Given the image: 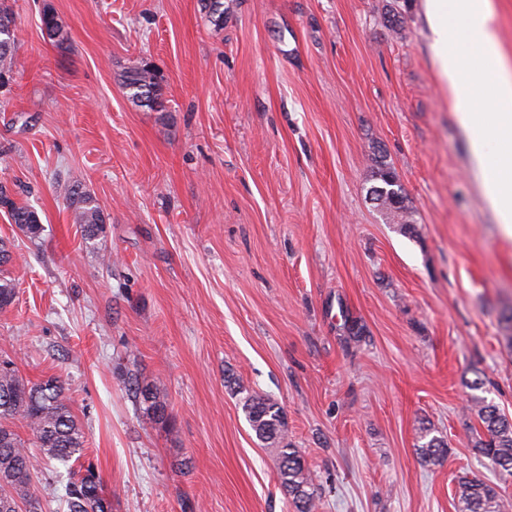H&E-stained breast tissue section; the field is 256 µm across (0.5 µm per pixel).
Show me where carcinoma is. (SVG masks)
<instances>
[{
    "label": "carcinoma",
    "instance_id": "cac0c4a2",
    "mask_svg": "<svg viewBox=\"0 0 512 512\" xmlns=\"http://www.w3.org/2000/svg\"><path fill=\"white\" fill-rule=\"evenodd\" d=\"M41 23L49 39L67 40V32L53 10L43 12ZM17 69L15 18L12 9L0 0V85ZM122 85L138 105H161L162 86L152 70L132 65L122 74ZM374 177L377 185L370 188V196L377 207L390 220L404 226L411 224L408 199L393 167L384 160L378 161ZM62 190L73 207V223L79 226L85 246L99 250L103 217L96 199L75 184L65 185ZM0 209L28 238L41 236L43 225L37 212L17 203L1 186ZM159 390L158 382L135 388L146 404L145 416L150 421L168 418L166 404L157 399ZM69 391L68 384L56 378L39 383L27 381L13 360H0V512H19L22 506L25 512H42L34 476L42 472V464L50 461L69 475L64 496L67 512H112L99 476L90 468L82 475L73 470L85 451V433L71 409ZM237 392L245 394L244 410L255 435L278 458L279 481L285 495L297 512H316L319 497L315 478L288 440L282 408L240 384ZM475 414L481 431L476 433L473 447L502 475L512 476V419L484 400L477 401ZM18 422L27 429L28 438H21L16 431ZM447 448L448 442L433 437L417 446L416 451L422 462L434 464ZM458 502V512H509L512 508V502L496 485L481 479L462 480Z\"/></svg>",
    "mask_w": 512,
    "mask_h": 512
}]
</instances>
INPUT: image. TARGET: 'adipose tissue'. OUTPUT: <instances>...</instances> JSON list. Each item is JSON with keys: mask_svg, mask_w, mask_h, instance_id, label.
<instances>
[{"mask_svg": "<svg viewBox=\"0 0 512 512\" xmlns=\"http://www.w3.org/2000/svg\"><path fill=\"white\" fill-rule=\"evenodd\" d=\"M434 64L490 206L512 238V72L490 0H424Z\"/></svg>", "mask_w": 512, "mask_h": 512, "instance_id": "1", "label": "adipose tissue"}]
</instances>
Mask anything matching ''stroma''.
<instances>
[{
  "instance_id": "stroma-1",
  "label": "stroma",
  "mask_w": 512,
  "mask_h": 512,
  "mask_svg": "<svg viewBox=\"0 0 512 512\" xmlns=\"http://www.w3.org/2000/svg\"><path fill=\"white\" fill-rule=\"evenodd\" d=\"M20 70L0 89V210L16 296L0 357L65 380L112 512H294L229 386L277 402L318 512H458L497 483L475 401L512 417V240L499 231L428 46L423 0H7ZM403 17L386 24L389 8ZM53 9L68 33L41 28ZM163 105L129 100L135 62ZM395 168L408 228L370 200ZM106 216L87 249L58 181ZM109 264H102V257ZM161 382L170 418L128 390ZM448 453L423 463V428ZM0 209L5 210L10 223L16 224L28 238L36 239L41 236L43 225L37 212L27 205L18 204L2 186H0Z\"/></svg>"
}]
</instances>
